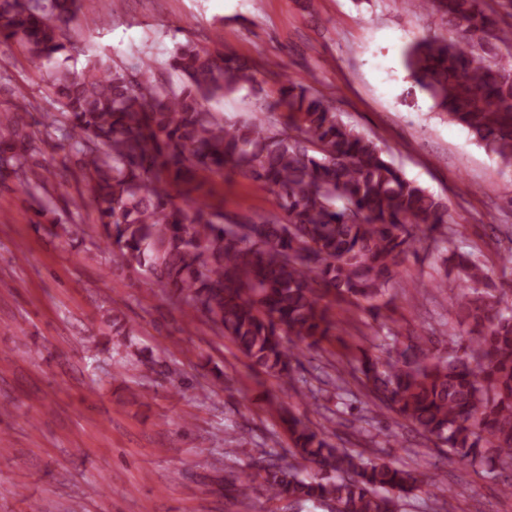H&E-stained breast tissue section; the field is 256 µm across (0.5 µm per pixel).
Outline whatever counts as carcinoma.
I'll return each instance as SVG.
<instances>
[{"mask_svg": "<svg viewBox=\"0 0 512 512\" xmlns=\"http://www.w3.org/2000/svg\"><path fill=\"white\" fill-rule=\"evenodd\" d=\"M436 17L445 33L406 52L414 82L441 112L512 166V22L487 0H405ZM78 0H0V44L17 46L45 70L84 194L98 210L103 248L164 288L184 315L228 337L251 366L282 381L298 355L332 337L334 299L373 317L389 310L397 268L417 247L452 233L448 203L408 179L373 139L344 123L334 103L302 78L234 122L211 102L248 87L253 66L191 42L168 61L177 85L154 63L129 74L112 58L65 65L76 47L67 30ZM0 113V184L13 181L39 206L47 170L31 102L19 88ZM237 172L272 194L280 213L231 218L204 203L186 210L172 191L200 171ZM461 289L460 322L481 327L468 340L395 334L387 356L355 357L352 377L376 408L407 422L463 470L512 467V309H498L482 266L450 256ZM289 459L270 455L261 479L290 507L331 504L333 512H399L403 494L442 483L438 473L379 464L340 448L291 412Z\"/></svg>", "mask_w": 512, "mask_h": 512, "instance_id": "carcinoma-1", "label": "carcinoma"}]
</instances>
